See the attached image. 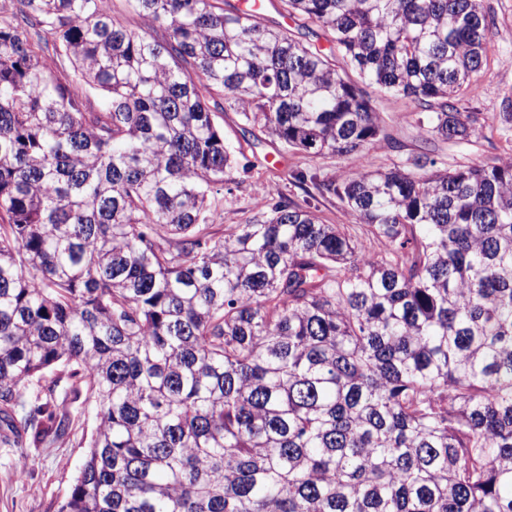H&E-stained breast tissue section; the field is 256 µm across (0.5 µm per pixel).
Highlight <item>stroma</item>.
Masks as SVG:
<instances>
[{"label":"stroma","instance_id":"1","mask_svg":"<svg viewBox=\"0 0 512 512\" xmlns=\"http://www.w3.org/2000/svg\"><path fill=\"white\" fill-rule=\"evenodd\" d=\"M385 120L379 141L367 151L340 156L327 154L312 158L296 150H286L280 143L263 139L253 146L239 134L237 112L226 110L221 126L224 139L235 150L253 157L252 169L230 173L220 193L212 194L213 211L223 231L245 223L253 214L269 210L270 191L279 190L311 210L327 224H338L358 231L353 215L336 197L320 193L313 184L297 187L293 173L317 174L319 179L342 182L347 176L367 169H387L402 155L419 151L421 139L417 127L416 103L371 87L367 90ZM512 96V40L494 43L489 60L472 75L467 90L457 105L465 112L498 111L505 97ZM438 158L448 167L461 165L491 167L512 158V143L497 130L483 127L470 140L438 143ZM53 398L60 410L69 413L68 433L37 448H7L0 445V512H58L79 473L85 444L94 429V402L87 398L66 399L64 386L42 381L38 394H27L25 404L16 408L17 418H24L38 399Z\"/></svg>","mask_w":512,"mask_h":512}]
</instances>
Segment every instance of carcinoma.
Here are the masks:
<instances>
[{"label":"carcinoma","instance_id":"carcinoma-1","mask_svg":"<svg viewBox=\"0 0 512 512\" xmlns=\"http://www.w3.org/2000/svg\"><path fill=\"white\" fill-rule=\"evenodd\" d=\"M124 2L168 38L104 0L0 20V443L65 432L51 400L11 415L62 368L96 407L59 512H512V160L314 182L374 254L280 192L227 236L209 206L239 164L228 108L346 155L383 131L376 86L424 139L469 140L486 117L455 101L500 38L483 0H281L328 49L243 0ZM496 119L512 133V98ZM122 3L124 2L120 0H114L113 10L115 16L124 26L137 33L145 35L150 40L161 41L165 37L166 32L162 27H159L157 24L152 25L142 16L128 11L122 6Z\"/></svg>","mask_w":512,"mask_h":512}]
</instances>
